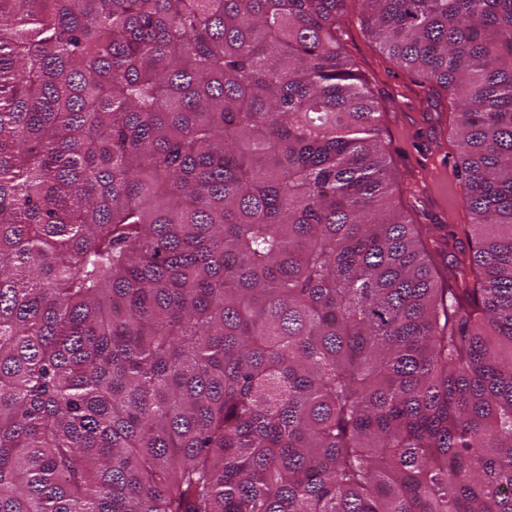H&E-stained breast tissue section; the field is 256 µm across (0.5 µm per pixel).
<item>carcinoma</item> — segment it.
Returning a JSON list of instances; mask_svg holds the SVG:
<instances>
[{
  "label": "carcinoma",
  "mask_w": 512,
  "mask_h": 512,
  "mask_svg": "<svg viewBox=\"0 0 512 512\" xmlns=\"http://www.w3.org/2000/svg\"><path fill=\"white\" fill-rule=\"evenodd\" d=\"M345 2L0 0V512H512V0H359L442 235ZM344 24L346 52L367 80L376 100L386 107L381 138L394 172L393 205L414 224H472L463 204L465 187L454 175L451 142L453 115L431 106L428 89L399 67L360 26L359 5L348 0ZM442 146H436V142ZM438 175L446 194L433 181ZM418 186H422L421 189Z\"/></svg>",
  "instance_id": "obj_1"
}]
</instances>
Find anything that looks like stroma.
Instances as JSON below:
<instances>
[{"instance_id":"35a3bbf8","label":"stroma","mask_w":512,"mask_h":512,"mask_svg":"<svg viewBox=\"0 0 512 512\" xmlns=\"http://www.w3.org/2000/svg\"><path fill=\"white\" fill-rule=\"evenodd\" d=\"M358 14L357 0H349L344 44L356 70L387 109L381 138L392 160L394 205L418 224L471 223L463 204L465 187L452 168V115L431 106L427 87L382 51L361 28Z\"/></svg>"}]
</instances>
